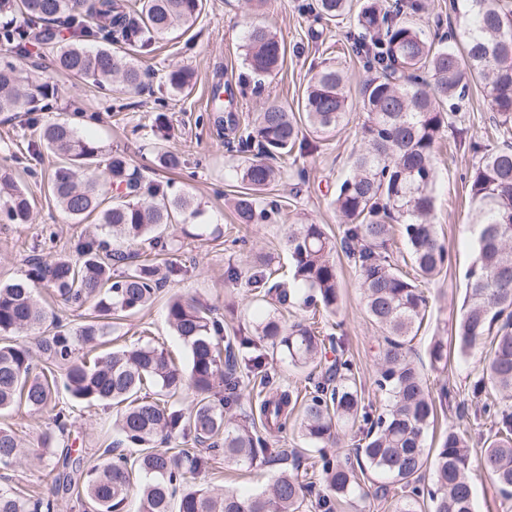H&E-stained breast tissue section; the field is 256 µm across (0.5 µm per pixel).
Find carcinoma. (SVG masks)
I'll use <instances>...</instances> for the list:
<instances>
[{"instance_id":"carcinoma-1","label":"carcinoma","mask_w":512,"mask_h":512,"mask_svg":"<svg viewBox=\"0 0 512 512\" xmlns=\"http://www.w3.org/2000/svg\"><path fill=\"white\" fill-rule=\"evenodd\" d=\"M452 0L458 28L446 42L428 40L418 26L426 0H361L356 26L349 36L356 53L373 72L360 87L359 108L366 114L360 146L350 175L331 206L343 223L341 250L359 275L365 311L382 333L378 354V390L388 395L381 412L364 401L352 362L336 358L323 380L305 394L277 389L254 405L267 435L277 437L292 424L301 436L322 447H341L348 427L361 423L354 457L322 454L317 512H336L343 499H388L398 486L402 495L394 512H474L471 470L478 467L500 495L512 500V143L483 154L472 164L468 195L475 250L465 272V299L454 328L457 356L466 359L484 344L489 355L482 375L472 385L475 413L494 427L476 460L471 437L454 425L436 451L425 446L435 420L434 399L420 368L409 357L429 311V297L417 279L430 280L450 264L451 256L433 224L435 155L448 113L461 109L471 86L486 93L495 126L512 128V0ZM302 9L334 21L352 10V0H314ZM203 11V0H0V41L24 52L35 39L52 49L58 71L90 82L100 90L115 87L137 93L144 80L132 52L147 50L157 40L190 29ZM99 17L101 45L90 49L85 38L88 17ZM244 64L255 78L280 70L284 50L269 28L251 24L244 35ZM193 74L176 68L167 84L176 93L189 89ZM346 76L325 66L308 84L298 110L318 136L339 132L348 117ZM35 96L20 86L10 64L0 66V112H35ZM448 104L443 111L442 104ZM215 121L234 133L238 152L247 156L239 180L247 191L237 196L234 213L240 224H260L270 213L258 209L256 195L275 182L270 161L304 148L295 114L272 104L257 113L252 126H240L233 112ZM40 146L60 158L49 177L48 191L61 210L81 223L94 217L102 237L75 245L77 259L35 261L26 277L0 286V415L17 403L39 412L54 411L53 424L63 434L70 425L69 407L59 405L65 392L77 403H104L117 408V444L103 449L100 462L77 480L68 471L72 449L52 474L53 493L76 498L85 512H124L134 475H139V512H304L307 472L283 470L269 489L252 496L213 489L199 481L216 456L235 465L279 461L282 448H269L254 425L233 417L242 389L237 376L238 353L267 344L288 364L317 368L325 359L324 342L311 326L284 325L279 308L296 303L321 304L333 314L341 300L336 246L320 224H292L285 247L291 260L293 287L283 288L262 275L261 314L250 336H226L210 307L197 299L172 297L167 321L188 349L183 369L164 350L150 343L125 346L102 354L112 319L150 307L162 283L160 267L138 252H114L111 241L168 250L164 233L179 214L195 216L191 197L171 195L168 184L145 181L127 159L113 155L103 164L102 150L65 122L33 129ZM160 167L176 170L180 153L158 147ZM3 214L11 224H31L33 199L6 173L0 174ZM413 261L411 279L391 263L387 253L395 225ZM128 261L119 276L112 262ZM47 288L64 305L91 311L76 326L52 321V331L37 339L40 359L13 337L47 319L35 298ZM430 366H447L448 342L434 336ZM246 365L270 384L266 358L257 354ZM153 387L154 396L142 394ZM195 395L180 404L184 390ZM27 454L24 439L0 425V468ZM431 471L430 483L422 482ZM54 498L31 499L16 488L0 487V512H56Z\"/></svg>"}]
</instances>
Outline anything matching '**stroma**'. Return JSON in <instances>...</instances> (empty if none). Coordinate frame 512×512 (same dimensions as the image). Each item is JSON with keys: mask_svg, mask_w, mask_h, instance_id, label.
Instances as JSON below:
<instances>
[{"mask_svg": "<svg viewBox=\"0 0 512 512\" xmlns=\"http://www.w3.org/2000/svg\"><path fill=\"white\" fill-rule=\"evenodd\" d=\"M302 0H206L205 10L188 31H177L157 41L149 49L135 52L134 59L144 72L139 93L105 96L90 84L57 72L50 66L38 44H29L22 54L12 55L24 85L37 91L44 84L55 89L49 109L30 115L27 112H0V170L26 188L35 202V219L30 224L0 221V284L24 277L30 256L50 261L73 252L78 240L98 234L93 221L74 223L47 194V179L59 160L46 150L32 151L27 123L65 119L82 135L101 146L104 154L124 155L144 179L169 183L174 194L192 196L201 212L181 215V224L198 223L199 238L180 236L175 248L164 257L182 266L183 273L171 278L154 303L144 312L124 318L115 328L118 346H128L147 338L167 349L179 365H186L188 352L174 336L166 320V305L174 294L194 297L212 307L224 324L225 335L251 334L253 323L263 304L262 289L254 279L268 268L275 269L280 282L290 284V259L283 242L290 224L306 219L324 225L332 241H340L343 226L330 202L351 168V156L359 145L358 130L364 121L359 107H351L349 122L335 136L321 139L309 136L310 147L293 151L279 160L280 182L268 191L266 200L276 201L280 212L264 224L237 223L228 204L242 184L235 171L243 157L236 150L230 132L206 120L211 86L220 81L231 95L233 112L248 119L264 105L275 102L296 108L297 101L311 76L323 65L333 64L347 76L349 97H356L367 73L362 59L347 39L354 30L353 16L337 23L316 19L301 11ZM269 26L285 47L282 69L262 82H255L243 62V36L250 24ZM183 67L193 73L190 93H172L166 74ZM467 111L451 118L436 153L435 222L452 254L451 267L426 282L430 297L428 318L412 343L413 356L422 363L421 372L432 395L449 387L457 401L471 398V386L481 369L482 353L473 350L468 360H454L450 369L438 370L429 364L428 346L432 337L449 336L460 312L465 285L463 272L469 264L473 233L469 223V197L465 176L476 157L471 143L492 150L503 137L492 122L488 100L479 87H471ZM168 118L169 148L183 155L181 170L169 173L155 164L157 143L155 118ZM462 137H454L453 129ZM341 281V303L336 314L321 306H294L284 312L286 324L315 323L325 337H340L347 356L357 371V380L366 400L381 405L383 396L375 385L378 331L363 310L358 274L344 253H337ZM236 269V279H228V269ZM71 425L64 436H56L50 412L36 413L17 405L5 416L31 447H39L45 434H53L54 446L72 448L82 466L97 463L99 455L115 437L113 409L87 404H71ZM275 447L295 449L287 462L239 467L215 457L203 483L230 490L259 493L267 490L281 467H300L309 477L317 475L315 453L300 434L291 432L274 442ZM52 456L35 455L23 459L8 470H0V484L47 492Z\"/></svg>", "mask_w": 512, "mask_h": 512, "instance_id": "35a3bbf8", "label": "stroma"}]
</instances>
